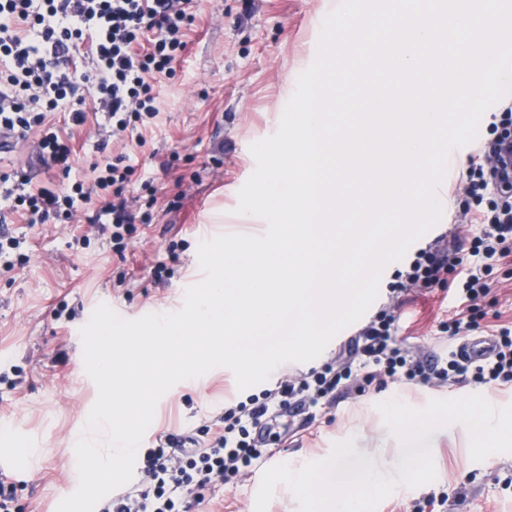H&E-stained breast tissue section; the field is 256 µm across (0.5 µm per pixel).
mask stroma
Returning <instances> with one entry per match:
<instances>
[{
    "instance_id": "obj_1",
    "label": "stroma",
    "mask_w": 512,
    "mask_h": 512,
    "mask_svg": "<svg viewBox=\"0 0 512 512\" xmlns=\"http://www.w3.org/2000/svg\"><path fill=\"white\" fill-rule=\"evenodd\" d=\"M339 2L194 0V20L183 36L186 48L173 76L156 88L162 109L143 128V145L97 126L94 99L85 103L83 126H73L66 113L51 114L56 131L76 151L71 178L90 179L102 156H129L137 175L130 186L135 224L118 253L105 237L85 238L86 221L30 224L0 200L7 232L22 242L11 256L13 268L0 265V430L36 450L35 469L17 490L22 512H55L72 481L73 440L97 398L73 340L89 312L106 300L133 317L147 309L177 311L182 286L197 273L200 241L224 233L259 234L258 225L237 224L234 214L238 192L255 169L250 146L277 129L287 104L285 88L295 87L300 61L317 56L323 8ZM96 129L108 141L102 154L89 141ZM39 137L32 132L0 156V169H24L37 182L62 181L60 172L33 165L31 152ZM160 261L168 273L158 280L151 269ZM404 268L401 261L385 268L378 297L366 313L371 319L393 309L404 347L441 353L448 344L444 324L463 311L478 322L480 333L512 329V255L497 262L489 294L473 303L457 295L455 270L432 288L395 293ZM486 391L469 381L352 384L333 406L296 420L248 476L216 485L207 512H255L267 468L280 463L297 468L325 458L336 442L351 437L358 454L390 464L400 446L390 443L388 453L377 455L376 445L386 434L378 402L397 398L421 407L432 398ZM242 397L224 367L180 382L158 402L142 445L153 447L167 433L212 426L225 402ZM431 450L436 480L391 494L377 512H433L427 506L431 498L440 502L434 512H512V454L473 461L458 426L436 431Z\"/></svg>"
}]
</instances>
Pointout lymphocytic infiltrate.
Wrapping results in <instances>:
<instances>
[{
    "label": "lymphocytic infiltrate",
    "instance_id": "obj_1",
    "mask_svg": "<svg viewBox=\"0 0 512 512\" xmlns=\"http://www.w3.org/2000/svg\"><path fill=\"white\" fill-rule=\"evenodd\" d=\"M192 0H0V129L25 138L42 128L39 162L68 176L74 163L69 141L46 128L48 114L86 121L93 96L113 135L134 137L160 112L156 85L173 71L183 51L182 30L191 24ZM145 52H137L142 39ZM89 56L81 70L76 60ZM477 159L456 181L475 201L486 202L467 238H441L420 248L406 264L405 283L422 288L439 281L459 258L467 267L458 293L474 301L490 291L488 277L512 253V101L502 103L492 138L479 142ZM91 181L70 180L32 189L26 177L0 175V199L23 211L28 223L70 222L81 211L123 249L135 217L128 204L134 169L117 157L95 164ZM493 356L476 364L456 352L423 357L403 348L394 316L379 313L320 371L282 377L275 388L225 404L216 420L222 429L168 433L138 455L137 486L104 503L101 512H201L216 483L244 474L286 434L289 416L334 403L349 381L444 384L471 379L478 385L512 382V331L500 329Z\"/></svg>",
    "mask_w": 512,
    "mask_h": 512
}]
</instances>
